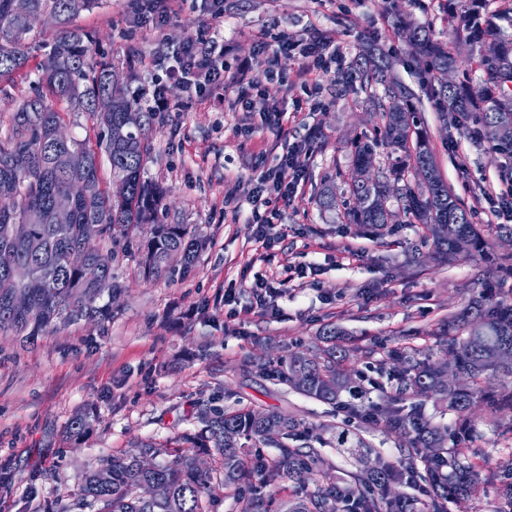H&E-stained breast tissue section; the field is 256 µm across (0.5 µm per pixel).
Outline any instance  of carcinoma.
I'll use <instances>...</instances> for the list:
<instances>
[{"label": "carcinoma", "mask_w": 512, "mask_h": 512, "mask_svg": "<svg viewBox=\"0 0 512 512\" xmlns=\"http://www.w3.org/2000/svg\"><path fill=\"white\" fill-rule=\"evenodd\" d=\"M487 0H460L452 15L455 40L470 47L471 57L482 73L481 93L473 94L468 72L448 83V70L456 67L455 51L434 39L430 28L412 18L403 21L409 45L430 76V99L443 122L459 133L471 134L487 143L490 151L512 158V0L495 11ZM96 0H29L19 14L13 0H0V80L11 77L28 59V36L45 16L59 24L53 54L36 84L37 91L24 99L0 129V196L11 204L0 207V333L12 332L35 340L58 325L81 318L112 319V307L104 296L119 290L113 281L112 254L91 249L100 261L107 286L83 278L66 264L65 254L81 242L86 224L100 226L99 239L110 241L140 224L153 225L147 244L143 274L148 279L165 277L174 255L184 264L193 262L203 243L185 224H165L159 219L165 191L143 178L149 151L146 124L149 114L132 100L112 98L110 65L93 58L84 44L86 34L73 25ZM391 63L381 48L366 43L348 70L359 82L365 101L379 113L381 124L374 135L351 143L352 161L346 171L326 177L315 198L322 212L338 206L336 180L343 194L353 200L346 209L348 224L384 228L403 215L410 224H423L433 245L448 256L457 254V241L468 240V252L486 254L489 241L472 222V213L448 189L442 179L428 133L420 127L418 99L404 83L391 77ZM73 112H88L96 120V146L82 140L63 145L51 142V130L64 123L58 104ZM79 151L85 166L69 165L68 156ZM110 164L111 181L125 184L116 195L105 185L99 154ZM385 154L384 166L376 157ZM74 182L85 184V193L73 204L66 229L57 226L52 197ZM497 293H480L462 312L448 318V361L430 363L404 354L395 355L392 368L382 364L381 373L394 381L393 391L382 402L366 406L352 401L348 408L361 420L399 439L400 455L394 461L376 458L371 465L362 442L348 448L359 456L361 467L348 477L330 476L320 449L321 435L300 430V420L291 414L263 413L250 408L226 412L205 408L197 413L198 429L180 438L172 448L141 445L142 453L155 460L154 470L144 472L132 457L112 458L82 478L83 500L97 512H210L218 488L252 483L254 495L244 512H271L262 488L281 477L296 481L300 492L286 512H411L420 504L425 512H448V503L477 492L478 473L471 456L481 437L473 409L490 414H512V381L497 390L486 383L500 375L512 377V264L495 268ZM18 293L30 306L15 308ZM329 346L308 356L288 354L272 379L300 394L335 406L347 393L358 396L344 362L346 351L336 348V328L323 331ZM452 368L469 379L457 389L440 382V373ZM448 402L453 427L436 423L426 413L431 397ZM91 416L79 413L71 419L73 436L86 434ZM277 429L271 439L266 430ZM272 442L278 454L270 461L257 458L246 463L241 440ZM197 448L216 454L219 468L210 473L196 467L194 456L184 452ZM155 480L165 485L167 495L152 502L139 498L138 485ZM413 486L423 495L408 499L394 495V486Z\"/></svg>", "instance_id": "obj_1"}]
</instances>
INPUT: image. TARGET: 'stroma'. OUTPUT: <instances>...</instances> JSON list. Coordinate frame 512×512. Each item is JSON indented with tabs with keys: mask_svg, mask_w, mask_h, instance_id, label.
<instances>
[{
	"mask_svg": "<svg viewBox=\"0 0 512 512\" xmlns=\"http://www.w3.org/2000/svg\"><path fill=\"white\" fill-rule=\"evenodd\" d=\"M224 0V26L216 28L212 0H182L162 19L161 0H100L83 12L78 27L91 37L92 56L111 63L125 95L137 103L161 80L174 103L187 98L170 76L174 54L203 34L224 38V72L274 76L261 86L266 102L287 111L283 131L268 127L262 112L244 111L232 91L207 95L181 112L161 113L148 131L145 176L166 191L163 220L186 224L203 240L195 264L159 280L143 275L140 226L104 242L114 254L119 286L112 319L78 320L59 326L36 344L0 335V512H89L82 504V476L102 460L136 451L140 442L163 443L196 430L206 405L233 411L290 413L304 427L324 431L323 456L336 475L355 464L336 443L363 439L373 454L396 459L395 438L349 419L346 412L307 398L268 377L290 352H315L320 331L334 325L350 354L349 368L375 382L369 398L380 401L392 387L377 367L394 352L432 361L445 357L448 318L472 295L494 287L492 264L467 253L442 260L423 244L420 224H392L385 233L345 223L341 212H321L313 202L324 175L351 162L348 145L379 124L367 110L358 83L337 92L336 82L362 42L376 43L394 63V73L422 103L423 127L431 138L450 190L474 212L482 229L511 224L512 215L478 211L483 191H496L512 172V160L444 126L429 100L421 68L396 29L398 15L411 13L434 36H451V0ZM265 26L303 40L314 29L331 31L343 62L318 84L301 77L291 55L267 64L256 49ZM56 29L45 22L29 40L25 68L0 82V119L8 120L32 93L40 66L53 48ZM312 137L301 194L282 208L273 229L276 242L264 249L246 215L224 212L235 191L245 203L255 166L275 165L289 145ZM259 276L281 279L268 311L250 288ZM235 301L225 305L224 292ZM93 408L92 432L78 442L64 430L78 413ZM482 432L475 464L485 490L448 512H498L501 461L512 445L497 434L489 412L476 409Z\"/></svg>",
	"mask_w": 512,
	"mask_h": 512,
	"instance_id": "1",
	"label": "stroma"
}]
</instances>
